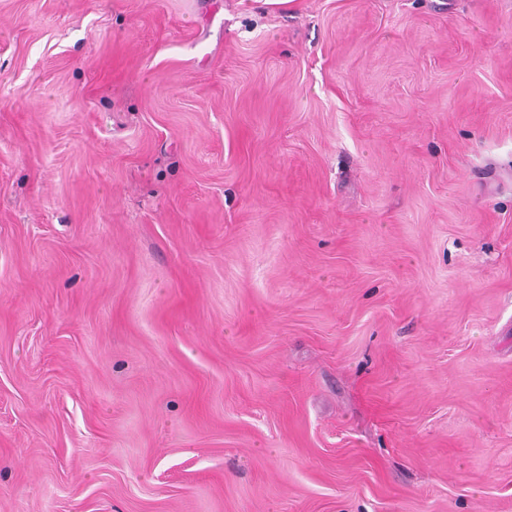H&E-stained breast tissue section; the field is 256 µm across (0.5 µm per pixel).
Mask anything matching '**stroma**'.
Returning <instances> with one entry per match:
<instances>
[{"instance_id": "stroma-1", "label": "stroma", "mask_w": 512, "mask_h": 512, "mask_svg": "<svg viewBox=\"0 0 512 512\" xmlns=\"http://www.w3.org/2000/svg\"><path fill=\"white\" fill-rule=\"evenodd\" d=\"M0 512H512V0H0Z\"/></svg>"}]
</instances>
